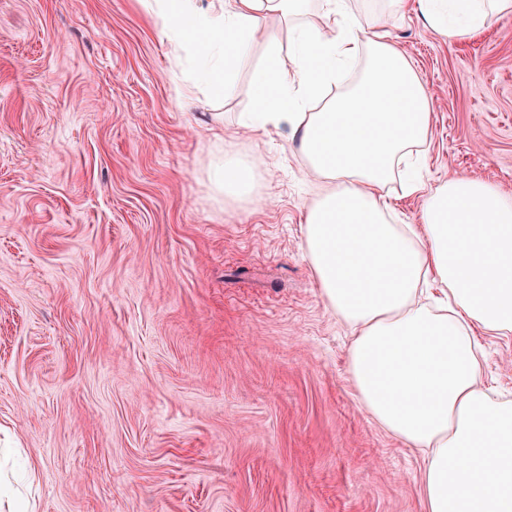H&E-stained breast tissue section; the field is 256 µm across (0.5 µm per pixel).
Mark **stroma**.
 Instances as JSON below:
<instances>
[{
	"label": "stroma",
	"mask_w": 512,
	"mask_h": 512,
	"mask_svg": "<svg viewBox=\"0 0 512 512\" xmlns=\"http://www.w3.org/2000/svg\"><path fill=\"white\" fill-rule=\"evenodd\" d=\"M350 5L432 94L426 184L512 194V16L451 44L415 0ZM265 43L180 104L139 0H0V475L34 512H424L303 254L315 176L238 125ZM222 150L264 157L252 204L212 199ZM476 340L512 400V334Z\"/></svg>",
	"instance_id": "35a3bbf8"
}]
</instances>
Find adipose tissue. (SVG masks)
Segmentation results:
<instances>
[{"instance_id": "1", "label": "adipose tissue", "mask_w": 512, "mask_h": 512, "mask_svg": "<svg viewBox=\"0 0 512 512\" xmlns=\"http://www.w3.org/2000/svg\"><path fill=\"white\" fill-rule=\"evenodd\" d=\"M176 51H200L177 101L197 88L228 95L252 34L269 31L267 63L239 125L291 136L324 183L306 209L303 251L327 307L354 332L348 370L362 407L422 461L425 512H512V402L480 382L475 330L512 333V197L458 176L427 187L416 169L433 98L383 24L366 28L348 0H140ZM317 4L333 37L288 17ZM428 26L464 41L512 0H418ZM360 63L355 82L336 78ZM257 158L219 154L207 168L216 199L256 195ZM422 196L420 225L395 224L383 193L398 168ZM438 286L434 304L421 300Z\"/></svg>"}]
</instances>
